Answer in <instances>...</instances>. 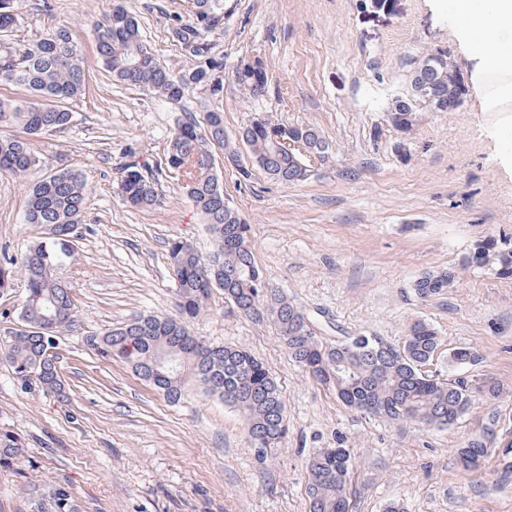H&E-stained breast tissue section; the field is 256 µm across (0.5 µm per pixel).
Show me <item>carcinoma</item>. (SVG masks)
Returning a JSON list of instances; mask_svg holds the SVG:
<instances>
[{"mask_svg": "<svg viewBox=\"0 0 512 512\" xmlns=\"http://www.w3.org/2000/svg\"><path fill=\"white\" fill-rule=\"evenodd\" d=\"M19 0H0V33H8L20 19ZM234 10L230 0H194L188 15L168 14L169 29L184 63L178 68L162 65L142 38L137 18L116 4L96 24V49L102 67L116 82L127 84L169 103H180L197 88L208 94L211 109L206 126L193 120L178 123L170 140L165 167L184 181L187 195L205 218L215 238L209 256L193 245L173 239L168 258L175 281L176 316L139 315L124 326L95 339L103 356L120 358L171 402L181 400L192 383L219 396L240 411L246 431L263 456L279 447L288 433L282 392L270 369L247 348L213 346L191 335L190 320L208 307L213 290L224 293V313L239 314L255 322H272L292 360L307 377L334 393L346 407L392 422L404 419L423 429L450 428L479 401L489 405L496 420V402L504 387L492 377L453 381L430 376L422 370L439 347V336L430 324L414 322L400 345L387 350L362 348L355 337L326 340L310 328V319L288 297L267 288L263 271L250 245L251 225L224 196V186L212 163V147L238 157L236 142L224 135V57L214 51L211 36L224 31V19ZM431 61L421 69L414 61L406 94L392 99L387 118L401 133L413 129L422 112H454L448 106V87L463 81L448 62V52H428ZM232 79L251 98L267 93L268 75L262 61L251 72L234 70ZM87 69L68 28H55L27 43L0 39V82L27 92L23 99L0 100V122L19 124L23 135L0 138V172L27 180L24 220L43 229L42 240L20 256L0 264V289L17 278L24 282L25 298L19 318L26 330L0 336V357L26 385L33 381L46 392L62 396L63 384L57 357L47 353L49 338L59 340L78 324V311L69 283L57 269L73 256L70 230L80 223L87 203L84 175L57 163L42 177L36 170L45 162L30 138L66 130L73 112L64 105L83 94ZM291 138L299 147L289 149ZM250 147L253 164L273 180L301 183L310 179L309 159L325 162L332 154L327 139L311 124H290L267 113L258 114L240 131ZM118 194L132 209L149 210L164 204L157 179L145 175L140 165L126 164ZM495 264L496 274L512 277V246L489 237L478 242L464 266ZM458 272L429 271L414 284L416 295L427 301L455 287ZM477 351L459 348L448 355L457 366L474 365ZM502 449L512 453V438L485 445L474 438L461 440L455 449L460 466L473 472ZM24 451L14 433L0 430V467H7ZM354 456L348 448H320L306 459V496L309 512H350V482ZM40 512H76L68 490L56 485Z\"/></svg>", "mask_w": 512, "mask_h": 512, "instance_id": "cac0c4a2", "label": "carcinoma"}]
</instances>
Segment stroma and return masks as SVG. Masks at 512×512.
I'll use <instances>...</instances> for the list:
<instances>
[{
	"label": "stroma",
	"mask_w": 512,
	"mask_h": 512,
	"mask_svg": "<svg viewBox=\"0 0 512 512\" xmlns=\"http://www.w3.org/2000/svg\"><path fill=\"white\" fill-rule=\"evenodd\" d=\"M139 21L158 61L175 67L180 49L167 12L188 0H122ZM214 38L225 71L259 59L268 92L252 99L224 81V131L236 138L257 112L318 127L332 148L312 177L277 183L252 166L250 178L214 148L224 193L251 224L257 265L271 287L309 317L318 335L365 334L402 343L416 321L440 336L427 374L454 380L486 376L510 392L497 410L512 418V278L464 269L486 237H512V147L502 141L499 112L481 111L467 92L454 112L423 113L408 133L385 121L391 100L408 89L412 62L447 51L470 76L474 62L453 33L443 0H235ZM112 0H22L10 34L23 43L49 29L71 30L87 67L83 94L70 102L64 132L34 149L47 162L63 156L81 171L89 195L74 240L75 260L59 271L81 316L56 349L66 399L22 385L0 359V429L18 434L24 455L0 469V512H36L48 485L67 488L79 512H308L305 460L317 448L352 449L353 512H512L497 459L482 471L461 469L460 440L482 434L486 405L449 429L420 430L353 412L311 382L289 357L273 325L224 314L214 291L208 315L191 323L215 345L247 346L279 381L288 415L284 447L259 460L242 414L200 388L170 403L125 363L87 343L140 314L175 315L168 260L172 239L201 254L214 242L178 175L165 172L179 122L203 120L206 95L174 105L112 80L96 58L95 27ZM136 157L158 172L162 207L136 211L117 194L120 166ZM26 186L0 174V260L16 258L40 238L25 223ZM460 278L447 294L421 300L415 281L430 270ZM474 348L476 365L456 367L450 351Z\"/></svg>",
	"instance_id": "1"
}]
</instances>
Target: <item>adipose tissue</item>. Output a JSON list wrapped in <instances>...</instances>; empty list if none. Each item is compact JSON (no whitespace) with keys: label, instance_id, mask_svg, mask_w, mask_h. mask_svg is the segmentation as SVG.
<instances>
[{"label":"adipose tissue","instance_id":"obj_1","mask_svg":"<svg viewBox=\"0 0 512 512\" xmlns=\"http://www.w3.org/2000/svg\"><path fill=\"white\" fill-rule=\"evenodd\" d=\"M453 31L474 60L472 84L482 111L502 112L512 133V0H447Z\"/></svg>","mask_w":512,"mask_h":512}]
</instances>
